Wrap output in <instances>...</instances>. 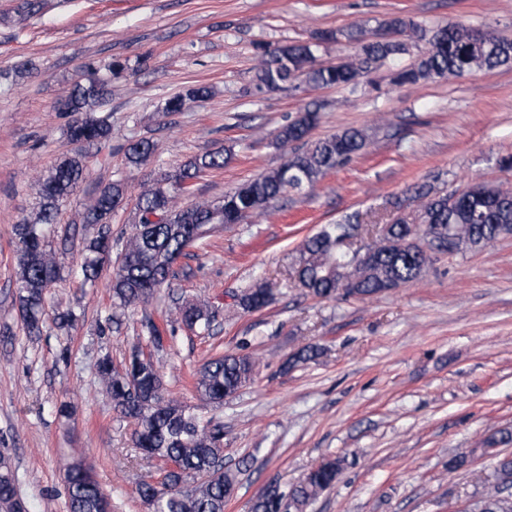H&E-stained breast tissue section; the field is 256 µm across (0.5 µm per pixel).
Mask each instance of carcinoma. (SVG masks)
I'll return each mask as SVG.
<instances>
[{
    "mask_svg": "<svg viewBox=\"0 0 512 512\" xmlns=\"http://www.w3.org/2000/svg\"><path fill=\"white\" fill-rule=\"evenodd\" d=\"M324 42L346 41L355 54L331 64L316 63L315 48L306 42L258 47L259 64L255 75L258 90L272 91L296 82L311 89L339 86L356 87L372 69L396 60L409 51L411 42L427 43L417 61L396 72L399 84H417L430 79H459L479 70L512 67V38L492 32L475 31L458 22H449L426 31L422 23L402 14L389 15L378 30L362 26L324 31ZM37 72L31 61L12 70L0 71V81L16 82ZM111 94L110 81L100 76L93 61L83 66L81 80L70 85L57 102V111L69 116L63 129L73 144L102 146L112 140V125L99 115ZM212 96L205 84H197L170 97L165 112H180L189 102L203 103ZM319 121L316 110H306L281 126L275 139L294 146L276 169L224 194L218 202L201 201L178 205L181 196L194 194V182L208 170L221 169L231 155L219 149L196 155L163 173L160 179L138 195V220L123 237L112 279L113 306L123 310L141 308L142 340L133 346L117 369L105 355L97 363V376L112 398L113 409L134 422V447L143 456L173 460L177 468L165 477L158 489L144 480L137 487L141 501L152 512H224V503L233 495L237 473L224 469V423L205 419L193 409L166 396L163 373L153 356L144 350L163 349L168 327L181 324L190 330L208 332L217 311L206 302L181 303L169 309L158 323L148 312L156 294L169 288L179 277L176 261L196 241L226 224H238L246 217L265 211L273 200L289 190L312 186L331 170L345 164L366 146V133L347 128L327 138L309 141ZM155 152V143L140 139L124 150L128 167L138 168ZM89 171L85 156L74 153L61 158L38 183L37 211L13 225L16 249V288L18 312L28 336H40L47 322L59 330L72 325V311L49 314L48 286L61 277L62 266L47 245V229L57 223L61 208L86 181ZM127 195L123 179L100 184L93 205L82 213L89 228L84 239L82 260L76 273L85 282L95 281L103 259L112 254V215ZM419 201L414 220L429 227L438 226L454 239L455 251L482 249L500 239L503 225L512 224V190L499 185L473 186L461 192L442 193L429 184L415 187ZM389 232L372 244L377 258L355 263L347 249L336 247L346 225L360 223V215L345 222L328 224L307 237L295 267L298 285L320 299L339 293L367 297L379 292L387 280L404 283L421 276L427 268L432 240L428 232L411 229L403 204ZM271 297L265 285L250 288L238 296L246 312L264 308ZM256 361L249 354L218 355L207 360L194 374V387L200 397L220 407L224 399L251 380ZM512 442V432L499 431L486 441L484 452L495 457L494 481L473 497L470 512H512V454L494 450ZM341 472V463L328 460L309 471L288 494L270 486L251 504L250 512H303V509L329 488ZM68 512H110L109 494L81 462L64 465ZM0 512H28L19 491L11 457L0 453Z\"/></svg>",
    "mask_w": 512,
    "mask_h": 512,
    "instance_id": "1",
    "label": "carcinoma"
}]
</instances>
